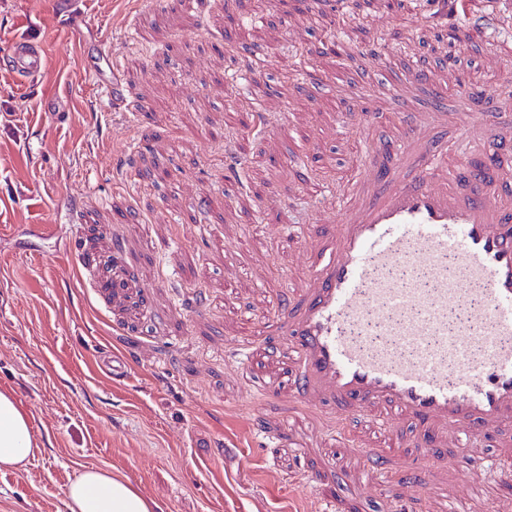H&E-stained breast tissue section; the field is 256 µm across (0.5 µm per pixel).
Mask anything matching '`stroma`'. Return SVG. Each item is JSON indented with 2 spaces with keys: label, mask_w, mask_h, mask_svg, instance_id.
Segmentation results:
<instances>
[{
  "label": "stroma",
  "mask_w": 512,
  "mask_h": 512,
  "mask_svg": "<svg viewBox=\"0 0 512 512\" xmlns=\"http://www.w3.org/2000/svg\"><path fill=\"white\" fill-rule=\"evenodd\" d=\"M327 21L278 0H14L0 9V56L18 37L44 44L45 73L18 87L0 64V384H11L53 446L0 472V512H67L86 467L121 470L164 512H437L456 490L467 512L512 502V478L477 487L472 457L415 463L377 484L356 451L383 447L367 420L334 401L309 406L274 323L309 280L318 240L300 232L317 170L346 187L365 173L370 121L399 123L408 68L434 69L426 0L355 12L327 0ZM74 16L80 39L64 28ZM475 51L456 57L461 91L483 111L512 81V36L472 16L448 21ZM366 30L327 63V43ZM247 43L257 82L280 110L265 134L242 112L252 89L229 47ZM110 49L121 94L112 110L86 58ZM498 56L502 70L483 62ZM251 353H232L240 339ZM126 361V375L103 371Z\"/></svg>",
  "instance_id": "obj_1"
}]
</instances>
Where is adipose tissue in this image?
I'll return each mask as SVG.
<instances>
[{"instance_id": "1", "label": "adipose tissue", "mask_w": 512, "mask_h": 512, "mask_svg": "<svg viewBox=\"0 0 512 512\" xmlns=\"http://www.w3.org/2000/svg\"><path fill=\"white\" fill-rule=\"evenodd\" d=\"M34 416L10 386H0V471L26 468L45 444L33 432ZM67 512H162L161 505L118 470L83 469L66 493Z\"/></svg>"}]
</instances>
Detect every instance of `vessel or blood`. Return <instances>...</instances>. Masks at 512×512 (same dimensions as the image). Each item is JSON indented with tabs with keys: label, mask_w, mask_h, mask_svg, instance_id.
Wrapping results in <instances>:
<instances>
[{
	"label": "vessel or blood",
	"mask_w": 512,
	"mask_h": 512,
	"mask_svg": "<svg viewBox=\"0 0 512 512\" xmlns=\"http://www.w3.org/2000/svg\"><path fill=\"white\" fill-rule=\"evenodd\" d=\"M481 28L511 34L512 10ZM47 64L40 43L13 42L18 83ZM423 89L430 105L411 123L372 133L375 174L337 193L342 220L317 225L311 279L280 324L307 403L334 400L382 429L411 421L421 457L436 432L500 478L512 466L481 446L512 431V105L473 111L428 74L396 94Z\"/></svg>",
	"instance_id": "vessel-or-blood-1"
}]
</instances>
